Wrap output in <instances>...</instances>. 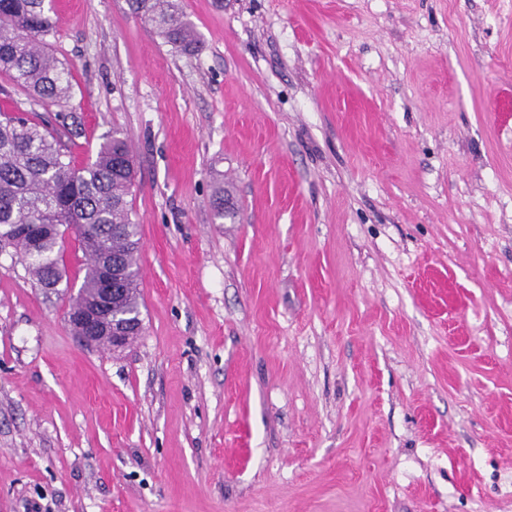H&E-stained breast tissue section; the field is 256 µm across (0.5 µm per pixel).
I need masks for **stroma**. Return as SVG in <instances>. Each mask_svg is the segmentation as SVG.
<instances>
[{
	"mask_svg": "<svg viewBox=\"0 0 512 512\" xmlns=\"http://www.w3.org/2000/svg\"><path fill=\"white\" fill-rule=\"evenodd\" d=\"M53 0L136 163L143 331L0 255V512H512V0ZM224 188L235 217L218 224ZM129 2L134 12L150 22L167 44L182 53H192L196 50L197 40L193 27L180 10L177 0Z\"/></svg>",
	"mask_w": 512,
	"mask_h": 512,
	"instance_id": "1",
	"label": "stroma"
}]
</instances>
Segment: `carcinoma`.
Segmentation results:
<instances>
[{
  "mask_svg": "<svg viewBox=\"0 0 512 512\" xmlns=\"http://www.w3.org/2000/svg\"><path fill=\"white\" fill-rule=\"evenodd\" d=\"M129 2L167 44L182 53L196 50L193 27L177 0ZM50 12V0H0V75L25 96L0 109V253L17 259L40 287L54 289L67 278L64 239L73 234L85 274L69 308L94 299L110 268L117 288L112 311L137 317L127 327L134 337L142 332L139 231L127 201L134 160L124 134L114 128L94 160L76 165L58 129L33 109L71 94L68 68L46 48Z\"/></svg>",
  "mask_w": 512,
  "mask_h": 512,
  "instance_id": "obj_1",
  "label": "carcinoma"
}]
</instances>
